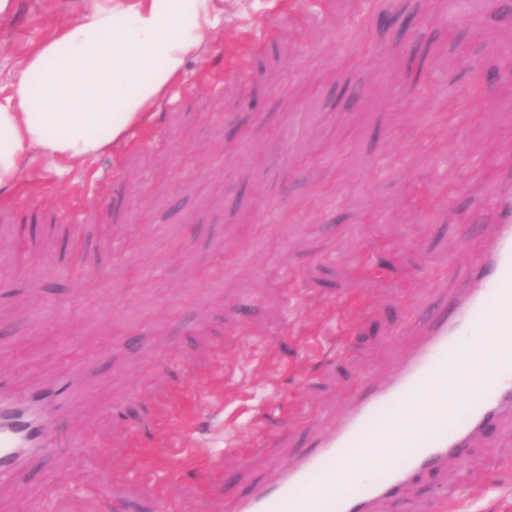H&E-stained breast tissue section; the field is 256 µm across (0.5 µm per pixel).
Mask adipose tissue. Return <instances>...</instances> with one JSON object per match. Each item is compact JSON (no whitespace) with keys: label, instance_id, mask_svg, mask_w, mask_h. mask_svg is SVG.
<instances>
[{"label":"adipose tissue","instance_id":"1","mask_svg":"<svg viewBox=\"0 0 512 512\" xmlns=\"http://www.w3.org/2000/svg\"><path fill=\"white\" fill-rule=\"evenodd\" d=\"M219 22L213 0H98L59 28L0 100V201L34 167L65 174L148 122Z\"/></svg>","mask_w":512,"mask_h":512}]
</instances>
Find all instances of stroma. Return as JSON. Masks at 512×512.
<instances>
[{
  "label": "stroma",
  "mask_w": 512,
  "mask_h": 512,
  "mask_svg": "<svg viewBox=\"0 0 512 512\" xmlns=\"http://www.w3.org/2000/svg\"><path fill=\"white\" fill-rule=\"evenodd\" d=\"M93 2L14 0L0 93ZM215 6L222 26L150 123L0 201V377L28 392L97 363L52 426L54 455L0 484V512H224L415 347L422 298L446 295L493 230L512 0ZM419 46L416 90L404 63ZM478 70L496 78L481 108ZM345 86L358 97L337 98ZM400 500L512 512V418Z\"/></svg>",
  "instance_id": "35a3bbf8"
}]
</instances>
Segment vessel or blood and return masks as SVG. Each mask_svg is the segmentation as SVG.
Returning a JSON list of instances; mask_svg holds the SVG:
<instances>
[{
	"instance_id": "obj_1",
	"label": "vessel or blood",
	"mask_w": 512,
	"mask_h": 512,
	"mask_svg": "<svg viewBox=\"0 0 512 512\" xmlns=\"http://www.w3.org/2000/svg\"><path fill=\"white\" fill-rule=\"evenodd\" d=\"M496 231L485 238L447 297L427 301L423 339L382 381H364L333 426L320 431L314 448L283 464L233 505L234 512H373L377 502L419 470L462 455L471 437L512 415V355L470 360L469 338L477 322L512 335V163L491 198ZM468 392L455 405L440 401L427 415L426 430H414L412 403L419 389L446 385L456 369ZM72 401L70 383L22 400L0 380V483L11 481L31 457L52 452L49 431ZM386 444L389 456L374 457L356 491L345 490L335 463Z\"/></svg>"
}]
</instances>
